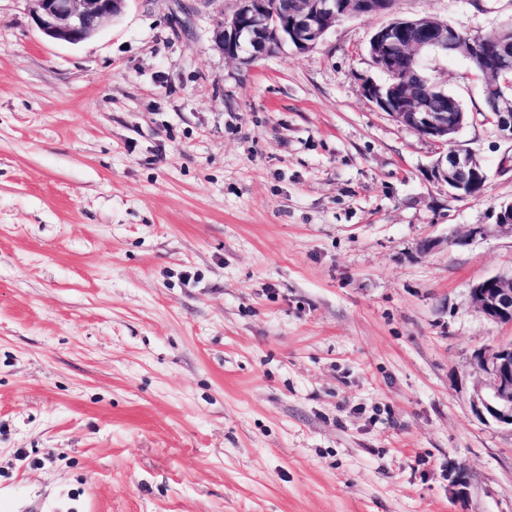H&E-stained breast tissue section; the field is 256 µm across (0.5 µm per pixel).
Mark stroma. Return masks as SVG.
Masks as SVG:
<instances>
[{"mask_svg": "<svg viewBox=\"0 0 512 512\" xmlns=\"http://www.w3.org/2000/svg\"><path fill=\"white\" fill-rule=\"evenodd\" d=\"M237 0H128L91 38L0 0V512H512V427L474 354L512 335L469 289L512 276V140L458 53L480 193L379 109L387 19L250 64ZM474 35L512 0H398ZM440 239L428 251L426 238ZM431 176L446 183L455 196L473 194L464 190L484 177L483 168L471 151L454 150L441 153L432 163ZM492 231H507L512 235V203L500 206L496 213V224L492 229L477 225L468 230L467 237L485 236Z\"/></svg>", "mask_w": 512, "mask_h": 512, "instance_id": "35a3bbf8", "label": "stroma"}]
</instances>
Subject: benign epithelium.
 Returning <instances> with one entry per match:
<instances>
[{
    "label": "benign epithelium",
    "mask_w": 512,
    "mask_h": 512,
    "mask_svg": "<svg viewBox=\"0 0 512 512\" xmlns=\"http://www.w3.org/2000/svg\"><path fill=\"white\" fill-rule=\"evenodd\" d=\"M32 19L48 38L79 43L93 36L101 24L120 16L127 0H28ZM233 16L220 21L214 31V47L231 60L253 62L292 45L299 53L311 52L336 17L365 13H394L393 0H295L291 14L277 10L272 0H238ZM458 42L457 29L431 17L394 19L377 30L370 48L377 67L393 78L404 72V65L429 51H438ZM463 54L491 74L512 73V39L486 40L470 37L461 42ZM394 86L369 83L366 94L397 122L437 143H446L466 124L465 113L452 96L445 105L429 98L406 95L396 99ZM493 115L487 120L505 138L512 140V84L503 88L490 84ZM431 176L447 184L455 196L484 177L483 168L470 151L454 150L440 154L432 163ZM512 234V203L500 206L493 228L477 225L467 237L485 236L492 231ZM475 308L486 319L512 327V278L491 276L470 288ZM474 364L482 375L474 387L472 410L484 419L512 426V339L478 350Z\"/></svg>",
    "instance_id": "obj_1"
}]
</instances>
